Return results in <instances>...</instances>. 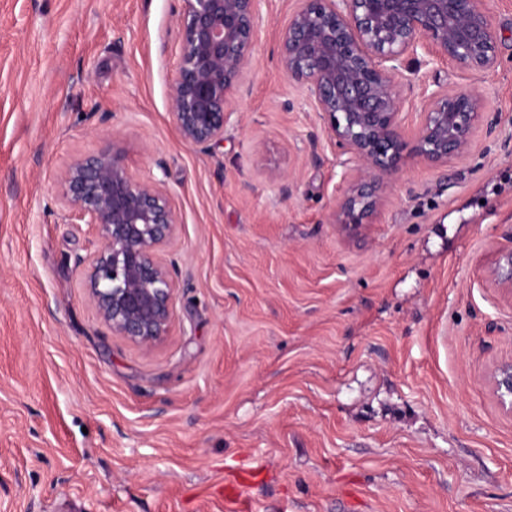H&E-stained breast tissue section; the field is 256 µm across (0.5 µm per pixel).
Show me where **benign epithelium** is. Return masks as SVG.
<instances>
[{
	"label": "benign epithelium",
	"mask_w": 512,
	"mask_h": 512,
	"mask_svg": "<svg viewBox=\"0 0 512 512\" xmlns=\"http://www.w3.org/2000/svg\"><path fill=\"white\" fill-rule=\"evenodd\" d=\"M182 2L170 109L183 141L208 149L224 140L228 105L245 85L262 0ZM293 2L277 34L278 63L356 163L332 214L333 223L354 230L377 214L406 160L441 167L469 152L484 117L482 94L422 87L423 109L409 139L397 86L435 60L471 74L494 70L490 0ZM57 189L65 216L94 227L100 242L83 273L89 298L113 332L152 345L173 311L161 252L179 217L165 183L140 180L114 146L70 163ZM489 278L512 295V252L491 264ZM492 382L499 396L512 397V361L495 368Z\"/></svg>",
	"instance_id": "benign-epithelium-1"
}]
</instances>
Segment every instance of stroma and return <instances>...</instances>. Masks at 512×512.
Masks as SVG:
<instances>
[{"label": "stroma", "mask_w": 512, "mask_h": 512, "mask_svg": "<svg viewBox=\"0 0 512 512\" xmlns=\"http://www.w3.org/2000/svg\"><path fill=\"white\" fill-rule=\"evenodd\" d=\"M291 0H264L245 90L202 152L170 111L181 0H0V512H512V0L498 65L438 61L402 86L478 90L448 166L411 160L372 223L332 213L350 173L276 59ZM119 144L180 217L173 315L113 333L56 177ZM489 278L512 297V252L501 254L489 268ZM492 382L499 394L503 407L512 412V361L498 365L492 373ZM510 396L509 407H506L504 396Z\"/></svg>", "instance_id": "1"}]
</instances>
